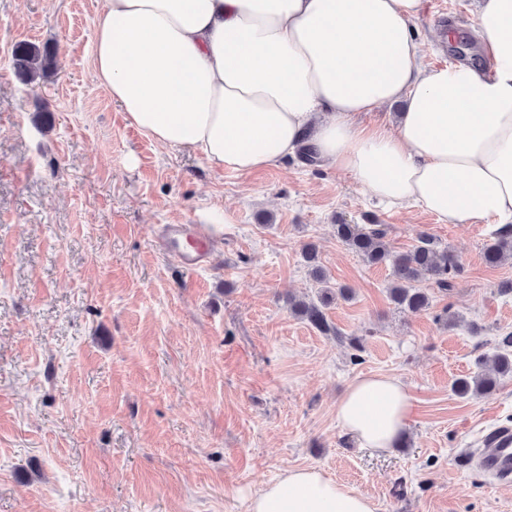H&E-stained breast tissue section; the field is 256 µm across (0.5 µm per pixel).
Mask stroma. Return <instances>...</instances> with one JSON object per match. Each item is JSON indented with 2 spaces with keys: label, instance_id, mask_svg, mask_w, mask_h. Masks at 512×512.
<instances>
[{
  "label": "stroma",
  "instance_id": "stroma-1",
  "mask_svg": "<svg viewBox=\"0 0 512 512\" xmlns=\"http://www.w3.org/2000/svg\"><path fill=\"white\" fill-rule=\"evenodd\" d=\"M106 0H0V512H246L286 470L318 467L376 512H512V485L465 455L512 424V375L461 398L512 333V263L487 265L480 224H443L378 205L350 176L303 158L250 175L129 125L92 77ZM478 0H423L427 67L453 64L436 15L478 56ZM58 51L27 85L12 52ZM220 203L202 269L160 252L165 224H197ZM385 225L394 251L428 234L461 266L448 289L423 281L429 310L389 297L388 266L339 241L340 223ZM318 248L330 287L350 288L324 334L291 313L316 297L302 258ZM448 312L451 325L437 322ZM365 337L353 357L348 340ZM400 379L414 402L404 447H360L336 420L357 377Z\"/></svg>",
  "mask_w": 512,
  "mask_h": 512
}]
</instances>
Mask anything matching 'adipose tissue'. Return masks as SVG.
Masks as SVG:
<instances>
[{
	"label": "adipose tissue",
	"instance_id": "1",
	"mask_svg": "<svg viewBox=\"0 0 512 512\" xmlns=\"http://www.w3.org/2000/svg\"><path fill=\"white\" fill-rule=\"evenodd\" d=\"M422 0H106L92 71L159 144L247 175L311 147L367 193L444 224L512 228V0H482L481 65L424 68ZM396 121L359 114L396 101ZM413 413L397 377L355 379L336 419L362 447H395ZM317 467L294 468L247 512H375Z\"/></svg>",
	"mask_w": 512,
	"mask_h": 512
}]
</instances>
